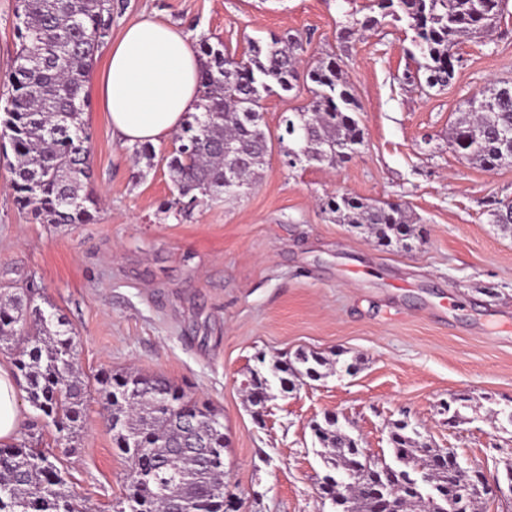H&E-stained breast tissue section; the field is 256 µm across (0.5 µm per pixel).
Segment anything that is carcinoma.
Wrapping results in <instances>:
<instances>
[{
	"label": "carcinoma",
	"mask_w": 512,
	"mask_h": 512,
	"mask_svg": "<svg viewBox=\"0 0 512 512\" xmlns=\"http://www.w3.org/2000/svg\"><path fill=\"white\" fill-rule=\"evenodd\" d=\"M503 0H377L381 17L352 21L366 29L390 17L406 21L412 31L409 52L428 87H445L454 78L452 48L462 37L491 33L502 16ZM112 0H18L15 30L20 41L9 70L0 81L11 93L0 107V140L14 154L11 188L16 203L40 224H83L92 219L94 198L82 192L92 172L91 136L83 120L85 83L99 50L112 29ZM193 50L200 57V96L176 136L178 145L165 157L174 199L168 208L183 215L205 199L237 196L251 189L272 150L265 130L263 101L275 90L290 92L311 84L307 105L285 120L294 148L304 150L300 163L335 165L359 153L363 132L360 105L343 62L329 56L301 65L303 38L272 33L249 41L247 53L235 58L220 42L202 38ZM483 107L468 104V117L452 130L450 143L462 157L490 171L512 165L497 151L495 136L512 128V95L493 86L474 95ZM243 156L237 175L241 188L224 182L234 156ZM324 211L341 224L364 228L377 239L402 244L410 237L409 216L399 203L379 205L336 193ZM63 318L33 304L29 290L0 291V341L23 337L13 362L24 374L27 401L56 432L71 440L84 416L86 381L77 367ZM327 364L317 351L300 352L295 360H276L269 373L258 370L247 379L250 403L268 401L274 382L288 389V378L318 380ZM136 382L142 393L111 402L112 438L130 462L126 494L119 512H225L224 448L221 415L210 405H196V434L210 440L203 460L192 454L172 457V445L183 430L169 410L187 395L163 376L136 371L112 374L104 387ZM325 448L322 455L330 483L323 494L336 499L344 488L341 512H444L448 500H463V512H476L475 497L462 494L468 482L483 475L458 461L441 459L424 447L416 432L396 424L390 432L393 461L366 464L362 449L336 417L325 416L314 427ZM419 469L430 474L434 497L413 482ZM361 471L355 482L336 481V473ZM0 512H78L52 455L21 442L0 445Z\"/></svg>",
	"instance_id": "cac0c4a2"
}]
</instances>
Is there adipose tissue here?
Here are the masks:
<instances>
[{
    "label": "adipose tissue",
    "instance_id": "1",
    "mask_svg": "<svg viewBox=\"0 0 512 512\" xmlns=\"http://www.w3.org/2000/svg\"><path fill=\"white\" fill-rule=\"evenodd\" d=\"M200 61L185 33L144 19L128 25L107 50L97 95L112 133L129 144H156L177 131L199 95ZM21 423L16 383L0 365V441Z\"/></svg>",
    "mask_w": 512,
    "mask_h": 512
}]
</instances>
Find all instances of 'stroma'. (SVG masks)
Instances as JSON below:
<instances>
[{"instance_id": "35a3bbf8", "label": "stroma", "mask_w": 512, "mask_h": 512, "mask_svg": "<svg viewBox=\"0 0 512 512\" xmlns=\"http://www.w3.org/2000/svg\"><path fill=\"white\" fill-rule=\"evenodd\" d=\"M111 39L152 18L190 40L222 41L242 55L252 38L290 32L305 61L340 58L360 105L364 144L336 166H289L276 144L256 185L207 200L183 217L165 158H136L89 96L90 187L85 224H36L17 208L0 157V289L30 288L35 304L69 321L85 374V416L59 437L26 400L22 423L52 453L81 512H113L128 464L112 440L99 378L126 369L161 375L223 416L225 485L239 512H332L311 429L325 415L372 458L391 456L390 427L407 422L464 466L504 475L512 464V225L490 202L512 200V166L488 171L460 158L453 126L480 91L512 84V0L486 37L455 46L444 88L403 82L411 33L386 21L344 35L372 0H114ZM310 98L307 87L264 101L272 134ZM397 202L416 228L411 250L379 245L322 207L334 193ZM321 352L333 369L276 392L254 410L241 384L262 361ZM463 396L456 422L444 406Z\"/></svg>"}]
</instances>
